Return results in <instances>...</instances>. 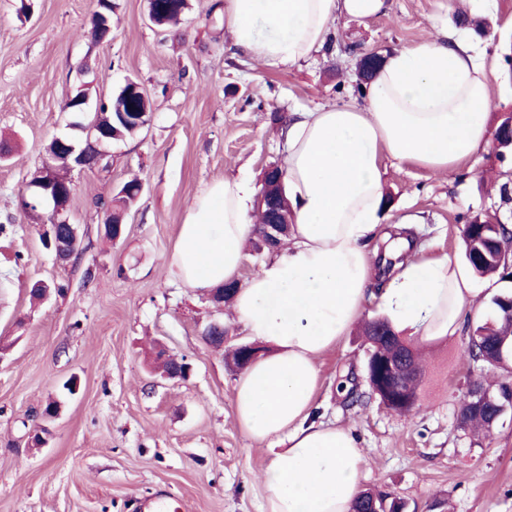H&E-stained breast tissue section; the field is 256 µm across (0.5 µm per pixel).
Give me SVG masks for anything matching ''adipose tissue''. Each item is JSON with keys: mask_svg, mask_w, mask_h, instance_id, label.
Wrapping results in <instances>:
<instances>
[{"mask_svg": "<svg viewBox=\"0 0 512 512\" xmlns=\"http://www.w3.org/2000/svg\"><path fill=\"white\" fill-rule=\"evenodd\" d=\"M388 0H224L232 47L269 66L321 51L339 18L384 13ZM436 38L385 60L361 104L292 113L283 135L288 240L237 293L233 314L268 355L235 386V419L270 457L261 512H351L366 457L352 432L315 416L320 358L376 302L415 342L455 335L470 307L466 273L448 257L412 258L407 237L382 233L380 160L452 173L490 144L484 54L465 37ZM254 188L243 178L212 182L187 207L172 264L189 288L208 292L237 278L252 236ZM405 254L373 284L379 246Z\"/></svg>", "mask_w": 512, "mask_h": 512, "instance_id": "1", "label": "adipose tissue"}]
</instances>
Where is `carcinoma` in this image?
<instances>
[{
	"label": "carcinoma",
	"instance_id": "1",
	"mask_svg": "<svg viewBox=\"0 0 512 512\" xmlns=\"http://www.w3.org/2000/svg\"><path fill=\"white\" fill-rule=\"evenodd\" d=\"M128 100L126 89H121L115 96L102 101L104 118L108 119L120 111L127 110ZM508 119H502L496 129V141L499 145V156L512 154V131L508 130ZM98 205L112 212V221L120 220L122 212L132 205L129 196L116 193L111 200H99ZM479 242L486 253L492 255L512 242V234L506 229L492 224L467 223L463 229V246L469 248ZM473 274L479 277L499 276L509 278L504 269L492 261L470 267ZM509 293L503 297L509 298ZM501 297V298H503ZM500 297L493 299L494 316L492 319L477 325L469 334L467 354L472 362L483 358V363L493 368H504L512 363V310L505 307ZM367 345V376L372 388L371 394L376 396L389 412L407 416L412 414L418 403V391L424 373L421 360L413 343L403 339L389 324H373L367 322L362 328ZM471 391L464 392L459 399V418L461 427L477 433L491 430L486 414L470 409ZM405 502L400 498L389 497L380 491L364 490L353 506V512H402Z\"/></svg>",
	"mask_w": 512,
	"mask_h": 512
}]
</instances>
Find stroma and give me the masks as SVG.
<instances>
[{"label": "stroma", "instance_id": "obj_1", "mask_svg": "<svg viewBox=\"0 0 512 512\" xmlns=\"http://www.w3.org/2000/svg\"><path fill=\"white\" fill-rule=\"evenodd\" d=\"M95 10L96 0H0V141L11 149L0 162V224L15 227L0 234V512H142L158 492L177 512H261L269 454L235 422L238 372L201 339L214 320L229 344L247 336L231 306L216 308L175 278L185 208L213 181L257 182L266 166L284 163L283 118L360 103L362 55L387 57L435 37L437 15L482 48L496 127L512 112V80L502 75L512 0H388L379 17L338 20L332 49L292 68L233 52L222 0H188L181 21L166 27L149 21L147 0H112V39L103 43L90 36ZM105 68L111 77L98 82ZM130 79L151 102L150 122L108 146L107 169L71 171L79 256L60 261L40 239L47 215L21 225L19 193L53 137L80 138L63 110L72 90L88 84L95 101ZM380 165L387 215L421 218L412 227L421 256L462 262L465 217L491 212L512 225V202L498 191L512 179V156L499 159L495 148L449 175L386 157ZM134 177L145 189L114 242L95 202ZM37 281L68 289L41 302L29 292ZM473 283L460 331L422 346L413 415L391 414L372 396L358 331L319 361L320 420L354 432L367 457L363 488L404 498L410 512H512V411L486 435L456 418L470 382L512 379L466 353L470 330L492 316L512 279ZM156 342L187 358L188 379L154 370ZM51 402L57 414L48 418Z\"/></svg>", "mask_w": 512, "mask_h": 512}]
</instances>
